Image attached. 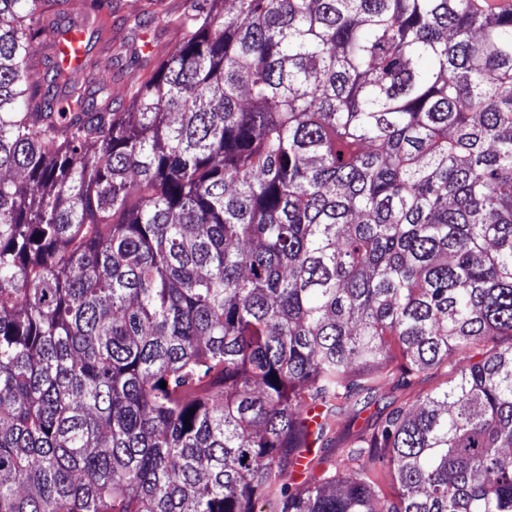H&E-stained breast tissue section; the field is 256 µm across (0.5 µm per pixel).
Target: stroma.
Returning <instances> with one entry per match:
<instances>
[{"mask_svg": "<svg viewBox=\"0 0 512 512\" xmlns=\"http://www.w3.org/2000/svg\"><path fill=\"white\" fill-rule=\"evenodd\" d=\"M185 0H112L103 9L105 21L102 35H94L93 25L84 24L83 0H70L67 23L84 25L91 44L90 57L107 63L112 69L110 100L116 112L127 111L132 90L125 77L124 67L131 56H138L143 75L153 70L167 57L183 37L171 19L178 15ZM449 367H442L416 379L403 388L389 383L377 393L360 418H342L334 426L333 448H345L353 443L366 423L400 406L413 404L417 399L444 386L449 379Z\"/></svg>", "mask_w": 512, "mask_h": 512, "instance_id": "obj_1", "label": "stroma"}]
</instances>
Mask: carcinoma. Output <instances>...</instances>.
Instances as JSON below:
<instances>
[{"label": "carcinoma", "mask_w": 512, "mask_h": 512, "mask_svg": "<svg viewBox=\"0 0 512 512\" xmlns=\"http://www.w3.org/2000/svg\"><path fill=\"white\" fill-rule=\"evenodd\" d=\"M186 2L115 112L0 0V512H512V10ZM448 359V367L443 366L439 370H434L426 376L416 379L412 385L403 388L396 385V380L391 381L380 392L377 393L372 403L361 413L360 417L352 420L351 417H344L334 425V439L330 448H335L332 455H336L337 448H348L353 443L361 430L366 427L367 421L373 422L382 414L400 406L413 404L417 399L427 393H430L438 387L445 386L446 381L450 379V362ZM365 419H367L365 421Z\"/></svg>", "instance_id": "cac0c4a2"}]
</instances>
